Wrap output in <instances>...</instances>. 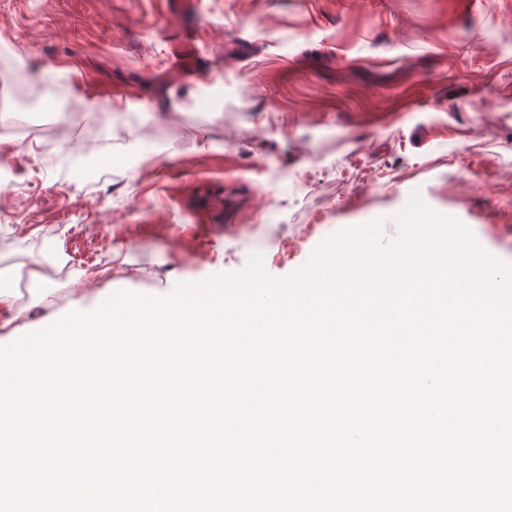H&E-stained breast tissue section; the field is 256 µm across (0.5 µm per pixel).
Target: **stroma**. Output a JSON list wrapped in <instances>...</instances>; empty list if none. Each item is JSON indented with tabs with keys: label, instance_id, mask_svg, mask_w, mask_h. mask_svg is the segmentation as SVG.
I'll use <instances>...</instances> for the list:
<instances>
[{
	"label": "stroma",
	"instance_id": "obj_1",
	"mask_svg": "<svg viewBox=\"0 0 512 512\" xmlns=\"http://www.w3.org/2000/svg\"><path fill=\"white\" fill-rule=\"evenodd\" d=\"M164 2L0 0V46L66 87L54 111L29 108L0 72V131L39 128L0 182V272L50 240L93 295L120 243L147 270L140 293L255 253L284 278L337 232L379 219L394 234L415 192L512 264V0H198L184 16ZM191 25L207 46L178 72ZM75 74L138 99L92 104ZM144 154L158 163L121 164Z\"/></svg>",
	"mask_w": 512,
	"mask_h": 512
}]
</instances>
